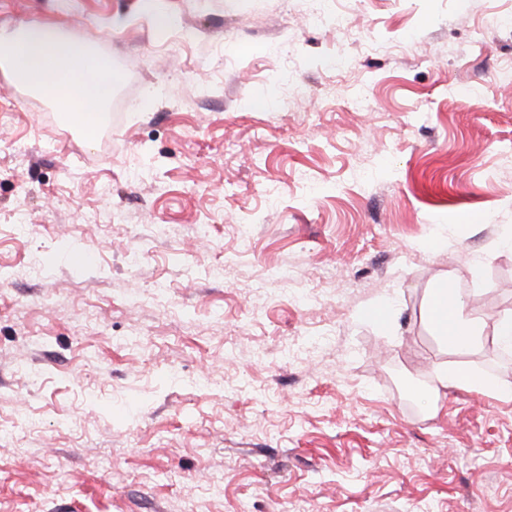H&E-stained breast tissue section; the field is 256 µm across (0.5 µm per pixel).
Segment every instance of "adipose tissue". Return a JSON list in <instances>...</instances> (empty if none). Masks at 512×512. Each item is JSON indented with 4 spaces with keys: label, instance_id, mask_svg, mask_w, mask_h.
<instances>
[{
    "label": "adipose tissue",
    "instance_id": "obj_1",
    "mask_svg": "<svg viewBox=\"0 0 512 512\" xmlns=\"http://www.w3.org/2000/svg\"><path fill=\"white\" fill-rule=\"evenodd\" d=\"M0 68L64 112L87 138H94L107 123L115 74L90 44L68 38L59 27L44 23L1 30ZM425 314L443 349L473 347L483 334L482 324L466 313L459 296L449 291L447 280L429 290ZM439 382L445 388L512 396V386L463 366H443Z\"/></svg>",
    "mask_w": 512,
    "mask_h": 512
}]
</instances>
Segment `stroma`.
<instances>
[{"label":"stroma","mask_w":512,"mask_h":512,"mask_svg":"<svg viewBox=\"0 0 512 512\" xmlns=\"http://www.w3.org/2000/svg\"><path fill=\"white\" fill-rule=\"evenodd\" d=\"M327 5L350 29L309 0H0L118 77L90 143L0 71V512H512V399L434 373L512 385V5ZM443 278L471 349L426 323ZM439 383L443 388L476 391L485 395L512 396V386L488 379L469 368L457 365H444L439 372Z\"/></svg>","instance_id":"obj_1"}]
</instances>
